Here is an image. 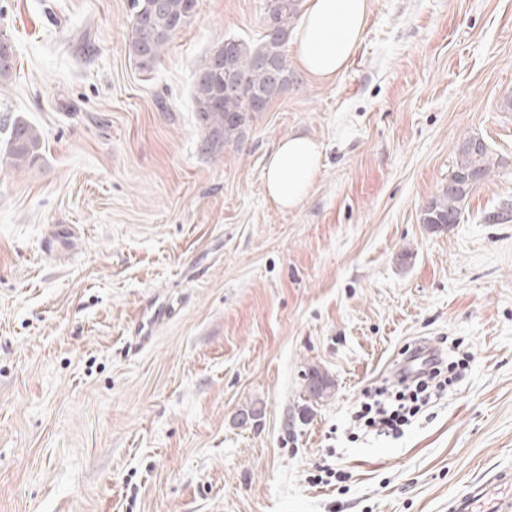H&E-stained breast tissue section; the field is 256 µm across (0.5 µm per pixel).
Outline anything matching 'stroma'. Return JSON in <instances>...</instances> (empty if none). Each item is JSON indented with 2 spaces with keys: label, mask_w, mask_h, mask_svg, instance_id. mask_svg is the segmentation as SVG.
<instances>
[{
  "label": "stroma",
  "mask_w": 512,
  "mask_h": 512,
  "mask_svg": "<svg viewBox=\"0 0 512 512\" xmlns=\"http://www.w3.org/2000/svg\"><path fill=\"white\" fill-rule=\"evenodd\" d=\"M264 4L199 0L145 71L127 0H0V114L45 135L23 171L0 157V512L512 504V221L492 220L512 201V0H370L344 71L288 56L296 80L244 144L203 155L194 70L259 39ZM293 133L325 154L283 210L265 157ZM468 137L501 165L428 227ZM421 340L468 352L464 376L400 434L354 422Z\"/></svg>",
  "instance_id": "1"
}]
</instances>
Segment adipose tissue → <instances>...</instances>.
I'll return each instance as SVG.
<instances>
[{"label": "adipose tissue", "mask_w": 512, "mask_h": 512, "mask_svg": "<svg viewBox=\"0 0 512 512\" xmlns=\"http://www.w3.org/2000/svg\"><path fill=\"white\" fill-rule=\"evenodd\" d=\"M369 11V0H303L291 43L304 70L322 80L345 70L361 45ZM322 150L317 139L293 134L267 154L265 188L278 207H297L308 195L321 169Z\"/></svg>", "instance_id": "ef3b65f1"}]
</instances>
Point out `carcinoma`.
Segmentation results:
<instances>
[{"label": "carcinoma", "mask_w": 512, "mask_h": 512, "mask_svg": "<svg viewBox=\"0 0 512 512\" xmlns=\"http://www.w3.org/2000/svg\"><path fill=\"white\" fill-rule=\"evenodd\" d=\"M198 0H129V51L143 69H150L183 27V20L196 16ZM300 0H266L265 14L276 17L277 27H264L257 43L236 37L231 63H217L215 52L224 41L213 44L195 70L193 110L201 154L217 156L228 147L243 143L255 114L294 82L285 55ZM13 44L0 45V85L15 69ZM5 154L13 169L29 167L42 156L44 135L39 127L19 117L3 119ZM464 139L457 147L451 174L456 186L441 187L421 214L423 224H456L473 184L460 179L470 172L487 176L500 164L489 148L475 152Z\"/></svg>", "instance_id": "cac0c4a2"}]
</instances>
